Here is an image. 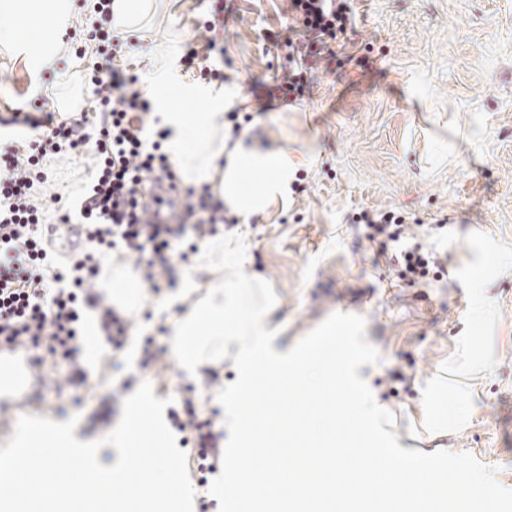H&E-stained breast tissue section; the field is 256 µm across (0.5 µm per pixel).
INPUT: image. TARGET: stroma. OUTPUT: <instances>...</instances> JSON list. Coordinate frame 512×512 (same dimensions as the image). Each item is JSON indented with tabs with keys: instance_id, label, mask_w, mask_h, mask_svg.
<instances>
[{
	"instance_id": "1",
	"label": "stroma",
	"mask_w": 512,
	"mask_h": 512,
	"mask_svg": "<svg viewBox=\"0 0 512 512\" xmlns=\"http://www.w3.org/2000/svg\"><path fill=\"white\" fill-rule=\"evenodd\" d=\"M138 30H121L131 52L120 70L145 85L169 80L181 109L203 112L223 91L225 112L245 118L247 141L296 158L280 195L264 210L238 217L248 232L246 274L271 283L269 312L278 341L293 346L331 313L361 316L378 351L363 373L388 405L404 448L467 452L512 489V0H351L353 22L328 40L307 73L301 99H268L279 84L287 41L301 32L288 0H151ZM216 18L217 48L206 61L223 80L201 78L183 62L203 48L198 25ZM79 59L61 48L57 66L35 70L30 57L0 47V144L28 139L15 112H54L60 121H95L96 98ZM77 87L82 99L61 98ZM91 158L54 163L40 195H57L79 216L91 182ZM400 211L433 228L427 242L445 268L440 278L410 283L392 268L393 250L366 241L357 216ZM147 295L130 313V341L113 350L98 341L82 358L88 379L66 383L65 369H42L39 397L0 410V447L20 413L53 420L78 416L77 430L96 440L118 424L124 380L150 381L156 398L180 397L171 334L159 336L155 365H139V338L170 326L185 305L161 311ZM489 363L479 376L449 381L465 421L438 432L419 422L427 378L449 376L463 346Z\"/></svg>"
}]
</instances>
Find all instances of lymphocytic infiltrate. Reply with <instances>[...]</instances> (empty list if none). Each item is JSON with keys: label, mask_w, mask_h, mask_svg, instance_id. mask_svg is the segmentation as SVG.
Here are the masks:
<instances>
[{"label": "lymphocytic infiltrate", "mask_w": 512, "mask_h": 512, "mask_svg": "<svg viewBox=\"0 0 512 512\" xmlns=\"http://www.w3.org/2000/svg\"><path fill=\"white\" fill-rule=\"evenodd\" d=\"M289 9L312 46L336 38L351 23L349 0H289ZM89 38L95 41L99 56L89 68L101 114L99 125L80 135L74 124L49 117L42 121V138L0 148V343L19 341L44 350L55 363L68 368L73 385L86 379L79 365V331L84 308L99 301L91 286L100 275L102 259L116 245H123L144 259V280L158 293L175 285L174 260L188 258L172 246L174 233L165 224L162 210L164 197L153 199L156 223L147 224L138 217L146 185L175 182L176 174L161 142L148 135L150 105L137 77L120 76L112 67L127 45L98 27ZM70 153L94 159V180L81 207L87 239L94 248L54 269L41 232L47 204L34 185L45 181L50 160ZM360 221L368 229L369 241L397 245L400 278H422L439 266L438 252L414 235L401 213L365 211ZM169 417L182 433L183 444L194 450L197 484L205 486L221 459L223 432L187 396L170 410Z\"/></svg>", "instance_id": "lymphocytic-infiltrate-1"}]
</instances>
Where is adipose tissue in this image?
I'll use <instances>...</instances> for the list:
<instances>
[{"label": "adipose tissue", "mask_w": 512, "mask_h": 512, "mask_svg": "<svg viewBox=\"0 0 512 512\" xmlns=\"http://www.w3.org/2000/svg\"><path fill=\"white\" fill-rule=\"evenodd\" d=\"M0 11L25 19L38 13L48 17L56 30H65L72 23L70 0H0ZM0 45L20 53L34 52V66L53 67L58 44L46 39L42 30L31 29L25 35L0 29ZM173 87L160 81L156 84V100L163 125L173 129L169 150L184 177L197 183H208L214 192L233 210L252 212L280 191L294 165L288 152L262 151L236 143L227 149L224 135L223 96L212 97L209 112L180 111L173 98ZM231 153V162L220 166L224 153ZM100 283L112 303L128 311H136L143 303L145 290L133 270L115 264L105 268Z\"/></svg>", "instance_id": "obj_1"}]
</instances>
